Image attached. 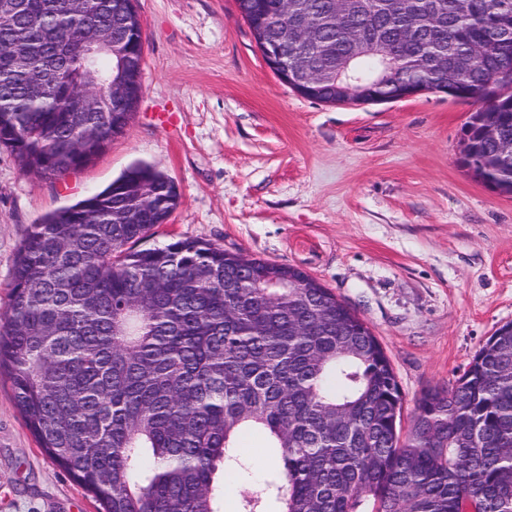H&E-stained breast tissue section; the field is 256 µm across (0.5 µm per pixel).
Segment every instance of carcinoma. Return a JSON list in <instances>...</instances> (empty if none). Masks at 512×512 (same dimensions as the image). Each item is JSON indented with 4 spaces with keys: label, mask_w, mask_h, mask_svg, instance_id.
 <instances>
[{
    "label": "carcinoma",
    "mask_w": 512,
    "mask_h": 512,
    "mask_svg": "<svg viewBox=\"0 0 512 512\" xmlns=\"http://www.w3.org/2000/svg\"><path fill=\"white\" fill-rule=\"evenodd\" d=\"M20 0L0 31V148L25 173L59 179L111 140L125 112H77L80 50L92 25L137 47L134 0ZM247 0L255 42L279 47L312 80L302 96L338 103L336 72L387 97L412 84L460 99L500 97L472 113L461 164L512 193V0ZM117 57L95 56L113 75ZM57 72L30 93L21 75ZM180 203L154 166L47 214L22 239L0 314V374L39 447L93 494L102 512H224V485L247 473L241 440L279 455L265 495L241 512H512V326L486 341L446 387L404 397L377 336L298 267L178 238L138 245Z\"/></svg>",
    "instance_id": "cac0c4a2"
}]
</instances>
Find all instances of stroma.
<instances>
[{
  "label": "stroma",
  "mask_w": 512,
  "mask_h": 512,
  "mask_svg": "<svg viewBox=\"0 0 512 512\" xmlns=\"http://www.w3.org/2000/svg\"><path fill=\"white\" fill-rule=\"evenodd\" d=\"M137 9L143 93L128 130L56 181L0 149V313L31 225L152 164L181 203L146 247L196 239L306 271L371 327L412 415L512 322V197L460 163L477 102L311 100L267 67L235 0ZM99 509L39 448L0 379V512Z\"/></svg>",
  "instance_id": "stroma-1"
}]
</instances>
